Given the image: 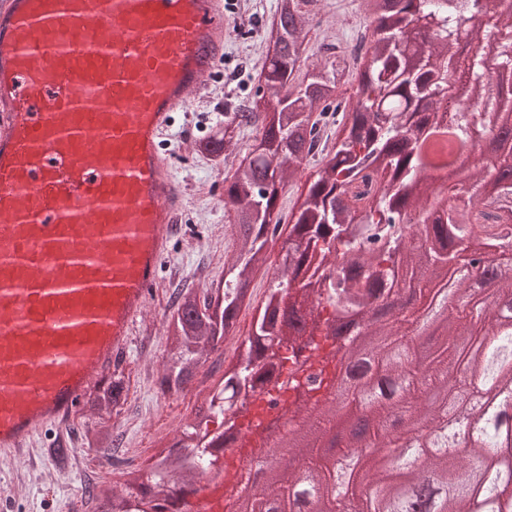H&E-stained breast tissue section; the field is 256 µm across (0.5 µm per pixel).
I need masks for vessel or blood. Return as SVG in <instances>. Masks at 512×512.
<instances>
[{
    "mask_svg": "<svg viewBox=\"0 0 512 512\" xmlns=\"http://www.w3.org/2000/svg\"><path fill=\"white\" fill-rule=\"evenodd\" d=\"M227 0H0V449L66 425L133 344L185 194L164 152ZM178 512H224L222 470Z\"/></svg>",
    "mask_w": 512,
    "mask_h": 512,
    "instance_id": "obj_1",
    "label": "vessel or blood"
}]
</instances>
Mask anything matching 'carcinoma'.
<instances>
[{
	"mask_svg": "<svg viewBox=\"0 0 512 512\" xmlns=\"http://www.w3.org/2000/svg\"><path fill=\"white\" fill-rule=\"evenodd\" d=\"M480 2L360 0L372 38L362 56L350 59L340 52L305 54L306 27L321 0H279L269 34L274 49L266 52L255 83L256 90L271 89L289 100L288 106L272 111L256 93L196 145L206 156L227 158L241 153L243 129H262L259 143L224 186V206L240 241L226 254L224 279L206 291L205 311H198L197 295L187 291L178 293L167 316L173 354L160 380L164 392L189 386L202 360L234 329L251 302V279L266 263L264 246L282 233L280 189L316 156L307 196L283 243L281 269L219 392L198 407L171 448L158 452L147 480H128L122 494L94 487L93 512H172V488L194 486L211 458L236 447V419L246 406L238 402L241 396L285 393L291 420L312 434L336 419L330 399L338 376L321 366L296 377L302 348L280 344L283 329L298 331L280 308L289 289L298 285L306 296L312 321L307 346L322 360L335 359L343 349L332 331L337 318L365 314L375 301L389 298L396 289L394 271L411 267L410 288L422 296L431 266H448L474 239L490 255L512 236V149L479 154L465 188L423 186L426 171L462 166L471 158L475 129L493 125L501 132L502 112L512 115V102L496 96L500 76L485 74L480 59L448 67L462 35L512 36V7L488 13ZM354 74L355 93L338 98L337 85ZM464 80L474 89L471 107L452 95ZM492 279L496 299L490 303L459 280L447 334L426 365L417 338L425 334L428 316L394 312L361 326L372 359L403 384L391 403L370 377L348 391L352 406L372 415V447L399 442L391 425L398 413L427 430H443L448 445L425 435L402 466L372 455L361 474L313 457L294 473L307 493L305 508L279 479L263 484L262 494L279 504L278 512H333L334 505L344 512H410L429 478L441 490L433 512H512V427H491L488 410L512 394V307L499 308V301L512 300V261L494 265ZM127 392L125 375L115 371L90 403L99 411L108 408L110 416ZM217 419L223 431L201 432ZM85 439L91 448L115 452L112 426L105 422Z\"/></svg>",
	"mask_w": 512,
	"mask_h": 512,
	"instance_id": "cac0c4a2",
	"label": "carcinoma"
}]
</instances>
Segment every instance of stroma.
Listing matches in <instances>:
<instances>
[{"label":"stroma","mask_w":512,"mask_h":512,"mask_svg":"<svg viewBox=\"0 0 512 512\" xmlns=\"http://www.w3.org/2000/svg\"><path fill=\"white\" fill-rule=\"evenodd\" d=\"M236 14L248 18L249 35H233L224 58L206 79L207 90L179 113L178 129L169 141V160L184 189L187 205L175 226L162 267L160 286L139 320L136 339L121 368L129 378L127 401L111 419L119 455L104 459L84 445L81 435L94 427L97 414L82 406L62 428L39 435L24 456L0 451V502L12 512H88L86 489L100 482L115 491L127 489V473L149 476L145 460L153 447L174 443L191 410L176 395L162 392L159 379L172 348L166 338V318L176 290L202 291L224 276V253L234 238L224 207V179L232 166L197 152V141L230 117L232 109L254 88L249 81L266 52V38L278 0H235ZM367 20L360 0H322V11L308 35L310 47L323 39L350 44ZM268 261L252 282V306L238 316L236 333L252 331L261 305L282 264L281 241L266 246Z\"/></svg>","instance_id":"stroma-1"}]
</instances>
